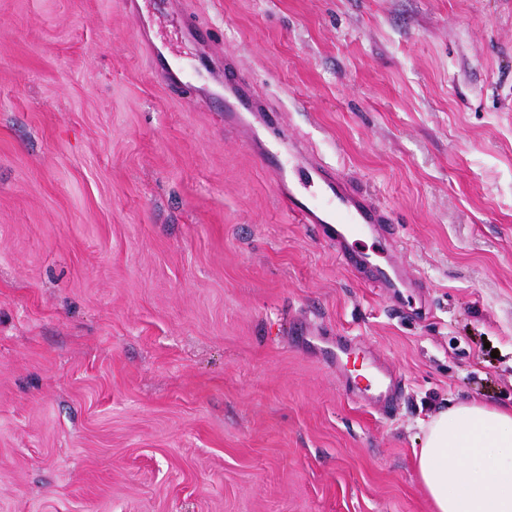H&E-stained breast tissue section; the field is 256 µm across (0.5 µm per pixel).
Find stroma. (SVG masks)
I'll use <instances>...</instances> for the list:
<instances>
[{"label":"stroma","instance_id":"35a3bbf8","mask_svg":"<svg viewBox=\"0 0 512 512\" xmlns=\"http://www.w3.org/2000/svg\"><path fill=\"white\" fill-rule=\"evenodd\" d=\"M124 0H0V512H431L421 420L512 404V0H171L382 208L408 281L280 203ZM206 31L209 48L184 40ZM378 360L365 405L324 347ZM149 58L153 73L162 80L168 90L175 92L188 82L186 81L189 78L187 69L182 65L170 62L163 46H152ZM364 370L375 385L374 391L370 392V387L367 389L369 391L368 399L377 404L386 405L391 403L396 393V384L392 375L386 371L381 363L370 365Z\"/></svg>","mask_w":512,"mask_h":512}]
</instances>
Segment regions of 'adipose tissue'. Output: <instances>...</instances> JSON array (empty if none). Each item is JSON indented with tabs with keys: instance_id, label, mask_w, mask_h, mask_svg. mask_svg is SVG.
<instances>
[{
	"instance_id": "ef3b65f1",
	"label": "adipose tissue",
	"mask_w": 512,
	"mask_h": 512,
	"mask_svg": "<svg viewBox=\"0 0 512 512\" xmlns=\"http://www.w3.org/2000/svg\"><path fill=\"white\" fill-rule=\"evenodd\" d=\"M414 461L432 512H512V408L462 400L436 411Z\"/></svg>"
}]
</instances>
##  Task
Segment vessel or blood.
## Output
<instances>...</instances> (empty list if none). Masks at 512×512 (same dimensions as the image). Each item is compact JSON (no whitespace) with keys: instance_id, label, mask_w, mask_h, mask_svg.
<instances>
[{"instance_id":"b4317fda","label":"vessel or blood","mask_w":512,"mask_h":512,"mask_svg":"<svg viewBox=\"0 0 512 512\" xmlns=\"http://www.w3.org/2000/svg\"><path fill=\"white\" fill-rule=\"evenodd\" d=\"M152 70L170 91H177L189 77L187 69L168 60L165 50L152 46L149 54ZM223 65L215 63L209 77L224 85V125L247 130L249 150L266 169L272 171L281 202L300 223L312 225L325 239L334 243L338 255L348 265L371 267L374 281L383 288H402L406 281L400 267L393 262L379 265L367 253L357 251L354 238L373 233L385 223L383 211L365 194L346 182L333 168L317 161L296 140L267 126L266 140L255 139L251 130L254 119L268 112L269 106L256 98L245 75L223 82ZM367 374L375 388L369 394L377 404H389L396 393L395 380L381 364L368 366Z\"/></svg>"}]
</instances>
